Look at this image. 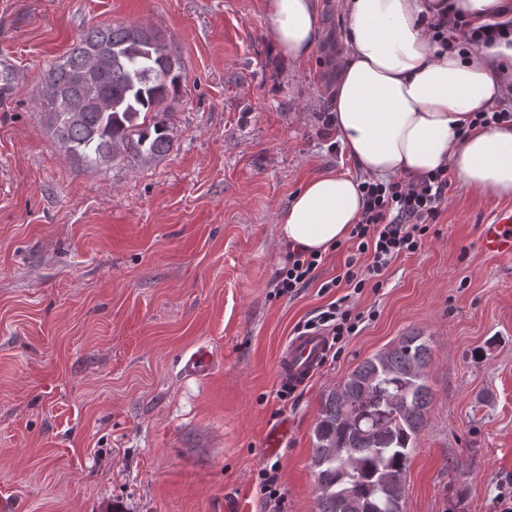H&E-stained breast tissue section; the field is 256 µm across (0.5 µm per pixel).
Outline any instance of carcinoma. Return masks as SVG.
<instances>
[{
	"label": "carcinoma",
	"instance_id": "cac0c4a2",
	"mask_svg": "<svg viewBox=\"0 0 512 512\" xmlns=\"http://www.w3.org/2000/svg\"><path fill=\"white\" fill-rule=\"evenodd\" d=\"M182 78L157 33L99 27L42 74L36 106L74 164H149L170 150L166 116ZM430 351L429 340L407 333L323 394L311 456L316 512H402L404 478L433 402L424 379Z\"/></svg>",
	"mask_w": 512,
	"mask_h": 512
}]
</instances>
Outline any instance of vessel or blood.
I'll use <instances>...</instances> for the list:
<instances>
[{
	"label": "vessel or blood",
	"mask_w": 512,
	"mask_h": 512,
	"mask_svg": "<svg viewBox=\"0 0 512 512\" xmlns=\"http://www.w3.org/2000/svg\"><path fill=\"white\" fill-rule=\"evenodd\" d=\"M478 241L489 257L512 256V208L504 207L480 225ZM327 338L319 332L299 333L289 338L279 353L276 373L280 384L291 389L306 385L323 363Z\"/></svg>",
	"instance_id": "b4317fda"
}]
</instances>
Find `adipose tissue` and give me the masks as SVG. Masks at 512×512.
I'll use <instances>...</instances> for the list:
<instances>
[{"label": "adipose tissue", "instance_id": "ef3b65f1", "mask_svg": "<svg viewBox=\"0 0 512 512\" xmlns=\"http://www.w3.org/2000/svg\"><path fill=\"white\" fill-rule=\"evenodd\" d=\"M348 23L337 56L331 121L348 157L375 179L416 180L452 170L474 194L512 198V123L482 126L477 112L512 99V40L468 54L442 47L427 26L461 17L512 20V0H341ZM275 48L291 65L321 42L318 0H265ZM363 211L355 177L306 179L278 217L287 248L322 254L348 238Z\"/></svg>", "mask_w": 512, "mask_h": 512}]
</instances>
